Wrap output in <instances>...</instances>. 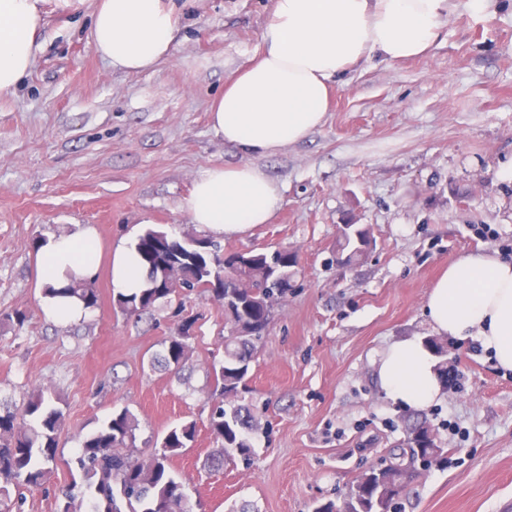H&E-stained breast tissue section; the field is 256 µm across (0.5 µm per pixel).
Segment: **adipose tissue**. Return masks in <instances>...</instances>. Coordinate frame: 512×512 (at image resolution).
<instances>
[{
  "label": "adipose tissue",
  "instance_id": "adipose-tissue-1",
  "mask_svg": "<svg viewBox=\"0 0 512 512\" xmlns=\"http://www.w3.org/2000/svg\"><path fill=\"white\" fill-rule=\"evenodd\" d=\"M39 0H0V93H12L31 69L40 23ZM93 6L92 39L112 66L138 72L170 53L179 18L168 0H64ZM450 0H274L261 33V51L237 73L209 108L210 124L225 144L248 156H266L304 140L322 125L334 81L360 63H395L427 53L439 40ZM276 184L250 164L212 166L195 179L182 207L190 221L215 235L234 237L269 223L280 209ZM103 247L92 227L50 236L38 251L42 284L57 292L42 298L61 322L87 311L66 286L93 278ZM115 291L145 286L135 248L111 251ZM425 311L440 336L477 338L498 367L512 371V262L467 255L431 288ZM381 390L414 411L439 396L432 352L423 339L389 345L377 364Z\"/></svg>",
  "mask_w": 512,
  "mask_h": 512
}]
</instances>
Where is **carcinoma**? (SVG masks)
Returning a JSON list of instances; mask_svg holds the SVG:
<instances>
[{
    "instance_id": "cac0c4a2",
    "label": "carcinoma",
    "mask_w": 512,
    "mask_h": 512,
    "mask_svg": "<svg viewBox=\"0 0 512 512\" xmlns=\"http://www.w3.org/2000/svg\"><path fill=\"white\" fill-rule=\"evenodd\" d=\"M373 237L361 244L340 237L336 250L359 264L369 253ZM136 248L146 269V288L139 293L113 296V304L128 318H142L158 304H169L183 289H201L224 309V363L213 371L217 398L208 428L216 448L205 466L218 469L224 461L239 457L252 463L250 435L258 430L251 408L243 402L251 363L268 333L272 314L292 291L297 253L286 248L226 251L211 236L180 237L154 226L144 228ZM250 281L240 289L237 282ZM66 291L79 295L86 308L98 304L92 282L71 284ZM197 319L183 318L169 337L164 360L180 368L187 360L189 340ZM439 359L440 390H448V340L424 338ZM406 422L403 437L390 452V465L365 471L344 493L340 502L317 503L313 512H390L408 486L418 479L412 460L418 452L430 453L434 464L448 466V450L437 444L431 420L410 410L401 414ZM38 428L28 427L27 420ZM62 410L52 406L41 391L30 395L20 410H0V512H22L23 490L45 488L59 455L57 433L63 426ZM138 423L126 410L116 412L77 449L73 464L82 474L90 512H187L186 485L170 469V460L190 447L196 423L171 428L159 446L148 454L137 446ZM58 512H78L75 486L56 493Z\"/></svg>"
}]
</instances>
